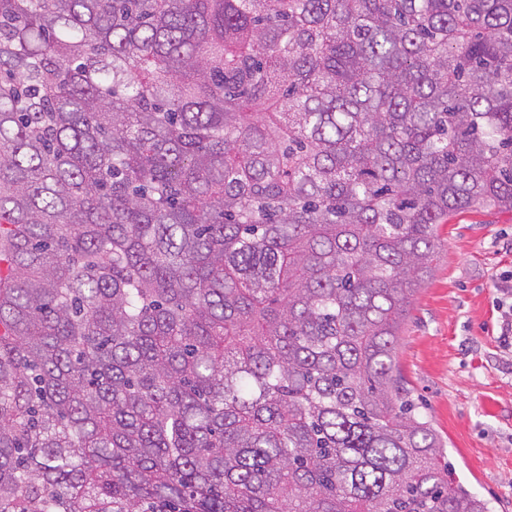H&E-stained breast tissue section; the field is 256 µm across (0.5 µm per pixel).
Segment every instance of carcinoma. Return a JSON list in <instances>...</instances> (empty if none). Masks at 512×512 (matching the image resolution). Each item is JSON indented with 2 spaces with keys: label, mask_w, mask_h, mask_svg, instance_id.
<instances>
[{
  "label": "carcinoma",
  "mask_w": 512,
  "mask_h": 512,
  "mask_svg": "<svg viewBox=\"0 0 512 512\" xmlns=\"http://www.w3.org/2000/svg\"><path fill=\"white\" fill-rule=\"evenodd\" d=\"M512 212V0H0V512H489L396 375Z\"/></svg>",
  "instance_id": "1"
}]
</instances>
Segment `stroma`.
Here are the masks:
<instances>
[{"mask_svg": "<svg viewBox=\"0 0 512 512\" xmlns=\"http://www.w3.org/2000/svg\"><path fill=\"white\" fill-rule=\"evenodd\" d=\"M438 253L402 329L399 369L445 440L457 477L512 512V212L471 208L438 225Z\"/></svg>", "mask_w": 512, "mask_h": 512, "instance_id": "35a3bbf8", "label": "stroma"}]
</instances>
